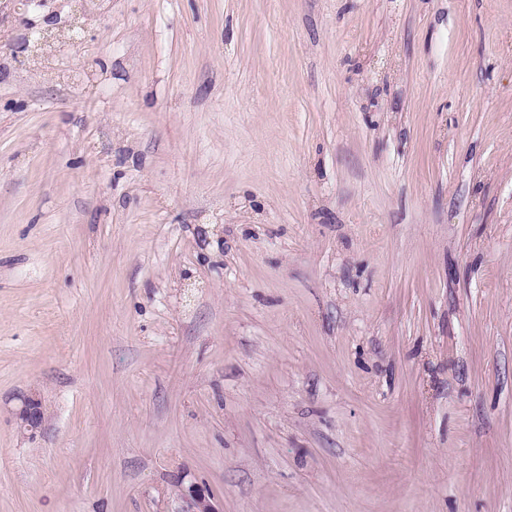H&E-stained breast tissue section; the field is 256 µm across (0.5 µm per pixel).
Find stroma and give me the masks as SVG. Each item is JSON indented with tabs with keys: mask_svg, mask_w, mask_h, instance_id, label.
Masks as SVG:
<instances>
[{
	"mask_svg": "<svg viewBox=\"0 0 512 512\" xmlns=\"http://www.w3.org/2000/svg\"><path fill=\"white\" fill-rule=\"evenodd\" d=\"M84 4L0 23V512H512V0ZM182 508L179 512H220L209 496L197 486H191L181 494Z\"/></svg>",
	"mask_w": 512,
	"mask_h": 512,
	"instance_id": "1",
	"label": "stroma"
}]
</instances>
